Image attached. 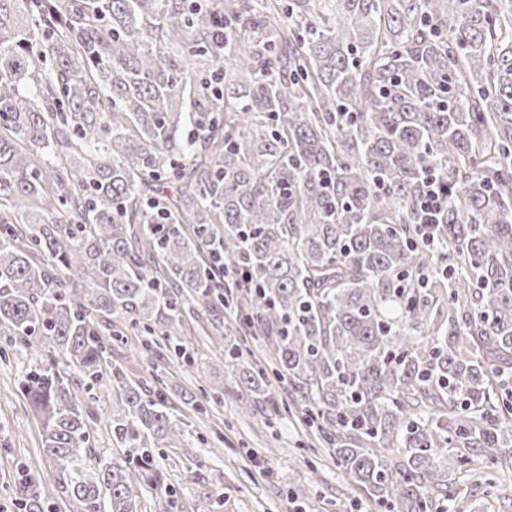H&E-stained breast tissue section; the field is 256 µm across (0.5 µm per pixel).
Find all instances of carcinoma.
<instances>
[{"label": "carcinoma", "instance_id": "1", "mask_svg": "<svg viewBox=\"0 0 512 512\" xmlns=\"http://www.w3.org/2000/svg\"><path fill=\"white\" fill-rule=\"evenodd\" d=\"M208 2L0 0V337L52 348L23 382L52 479L13 494L147 512L145 440L185 432L112 343L174 362L193 329L373 508L471 512L448 488L512 444V0ZM107 380L119 464L83 402ZM444 203L445 199L442 195V191L436 186L434 181H429L418 203V207L422 213L421 222L418 224L419 234L423 239L427 237L429 240H433L432 224L434 223H432V219H436Z\"/></svg>", "mask_w": 512, "mask_h": 512}]
</instances>
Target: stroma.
Here are the masks:
<instances>
[{
  "label": "stroma",
  "instance_id": "35a3bbf8",
  "mask_svg": "<svg viewBox=\"0 0 512 512\" xmlns=\"http://www.w3.org/2000/svg\"><path fill=\"white\" fill-rule=\"evenodd\" d=\"M184 343L191 364L165 388L190 444L156 449L171 496L164 499L143 488L149 512H287L289 494L303 492L309 495L307 512H372L362 489L346 480L336 459L307 446L303 426L294 418L282 417L269 427L260 415L240 416L230 397L209 402L203 415L185 405V395L226 388L232 377L220 360H206L207 345L199 336L185 337ZM47 357L44 351H15L0 361V512H17L8 489L21 470L44 479L51 475L38 451V422L20 389L26 374ZM96 394L91 446L116 462L127 450L113 440L99 414L108 401L106 387ZM495 482L494 488L475 489L474 512H512V467L499 469Z\"/></svg>",
  "mask_w": 512,
  "mask_h": 512
}]
</instances>
